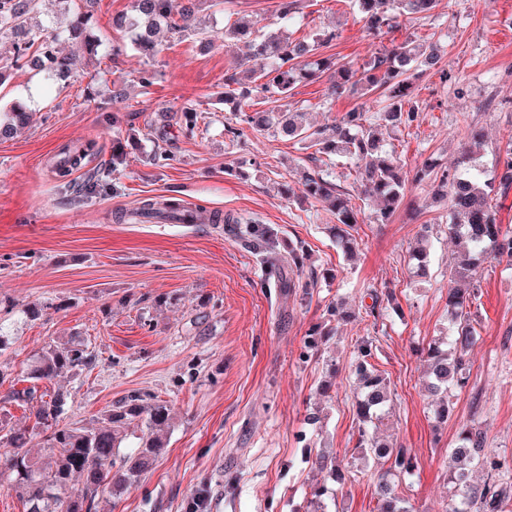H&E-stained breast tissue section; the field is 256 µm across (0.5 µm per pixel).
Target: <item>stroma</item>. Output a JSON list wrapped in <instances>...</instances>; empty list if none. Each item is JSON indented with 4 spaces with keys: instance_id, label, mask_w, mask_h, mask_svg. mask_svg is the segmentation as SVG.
<instances>
[{
    "instance_id": "stroma-1",
    "label": "stroma",
    "mask_w": 512,
    "mask_h": 512,
    "mask_svg": "<svg viewBox=\"0 0 512 512\" xmlns=\"http://www.w3.org/2000/svg\"><path fill=\"white\" fill-rule=\"evenodd\" d=\"M278 0H226L207 16L212 45L200 51L193 33H160L156 56L128 51L112 18L130 0H94L93 32L102 39L97 57L79 60L70 78L50 85L43 73L13 71L0 86V101L21 98L32 116L10 138L0 139V417L17 428L36 422V404L10 401L25 388L32 358L47 345L83 342L96 356L91 369L62 373L48 391L69 396L65 422L93 425L112 405L137 392L171 409L168 446L135 485L120 495L104 492L95 512H182L187 495L207 488L208 512H299L317 479L306 462L324 450L349 459L351 482L328 501L327 512H374L373 466L354 448L358 389L350 363L360 338L374 346L371 359L390 382V417L382 435L410 448L417 467L396 478L398 495L414 512H443L452 491L444 462L462 426L478 421L488 450L512 458V263L491 259L480 271L471 307L479 339L469 353L464 388L448 401V421L436 424L424 390L426 365L418 353L448 331V272L456 246L446 233L448 214L431 189L408 185L391 219L373 223L371 207L353 190L355 171L333 161L336 177L358 209L355 260L336 246L335 215L315 200L283 195L303 169H325L296 141L258 134L239 124L225 128L224 77L236 72L237 55L224 47V26L237 19L271 30ZM304 26L291 39L337 29L327 55L362 65L391 43L436 45L435 69L414 81L418 105L411 126L389 142L405 170L431 162L435 172L470 158L492 177L499 153L512 145V0H440L429 18L399 17L390 33L367 35L348 0H300ZM154 83L142 88L138 76ZM126 94L113 99V83ZM321 74L299 83L288 103L306 124L324 127L344 112L379 108L374 95L334 99ZM200 115L195 137L170 126L163 144L142 137L146 122ZM485 146L468 156L471 128ZM136 134L119 172L84 200H74L50 169L62 147L95 142L110 158L112 141ZM174 154L171 166L153 165L156 147ZM233 214L244 224L276 228L275 252L305 246L314 286L307 299L282 298L263 287L265 268L220 224L119 222L147 197ZM433 227L426 276H414L410 252L422 225ZM391 288L395 304L382 317L370 312V289ZM343 298L355 318L342 325L318 355L302 359L312 329ZM43 305L38 319L23 310ZM209 314L198 324L199 311ZM330 384L321 396V384ZM318 423H310L311 413Z\"/></svg>"
}]
</instances>
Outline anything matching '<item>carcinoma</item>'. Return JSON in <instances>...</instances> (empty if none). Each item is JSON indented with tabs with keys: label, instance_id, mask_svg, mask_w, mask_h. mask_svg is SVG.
<instances>
[{
	"label": "carcinoma",
	"instance_id": "obj_1",
	"mask_svg": "<svg viewBox=\"0 0 512 512\" xmlns=\"http://www.w3.org/2000/svg\"><path fill=\"white\" fill-rule=\"evenodd\" d=\"M68 15L67 38L72 51L63 54L56 50L58 35L36 21L39 0H0V38H12L13 57L10 64L0 66V85L9 71L28 65L36 67L50 79L70 75L74 57H95L101 41L91 32L92 16L88 0H58ZM354 13L361 16L367 31L379 35L392 29L405 14H427L437 6V0H350ZM223 0H132L131 10L113 18L112 23L125 31L128 41L112 46V58L129 49L145 55L157 51L153 34L160 26L172 33L193 30L205 40L199 13L202 6L216 8ZM277 18L281 26L299 24L303 15L298 0H279ZM337 34L320 31L309 39L292 41L278 32H260L237 23L224 25V47L239 46L238 67L250 73L253 85L245 86L235 74L224 75V104L230 106L233 119L250 125L260 134L283 135L304 143L305 147L327 156L356 161V183L364 196L380 203L374 221L384 223L395 211L403 196L407 181L399 158L388 148L385 134L408 126L417 117L418 106L411 95L413 81L436 65L434 53L420 44L405 41L391 44L375 53L357 67L339 64L322 50L329 47ZM300 56L313 58V67L298 71L286 64ZM260 60L263 67L253 69L252 62ZM331 72V95L340 98L363 91L379 89L384 97L382 108L367 114L357 108L344 113L328 129L313 130L280 110V102L291 95L296 84ZM253 94L262 95L273 104L265 112L244 111ZM29 116L25 103L15 101L0 108V130L26 123ZM94 143L86 147L66 148L56 161L55 175L72 185L68 177L85 165L92 156ZM124 163L123 152L114 149L112 157L88 173L87 181L99 182L116 172ZM499 190L512 189V149L496 167ZM301 194L326 202L336 216V244L352 258L355 239L348 232L358 223V213L350 204L348 193L320 173H302L298 181ZM437 187L448 199V234L464 246V258L449 272L448 316L451 334L421 347L428 365L427 388L437 396L434 409L439 422L448 420V390L465 384L467 354L477 340L471 323V305L478 294V271L488 259L512 260V232L502 229L497 218L491 193L494 185L482 180L478 169L464 173L448 172L439 177ZM183 212L181 204L170 201L158 206L154 199L140 202L136 216L150 222L172 219ZM213 224H229L230 232L240 241L260 247L271 242L273 229L258 224H240L235 218L213 213ZM307 251L304 247L288 252L283 262L275 254L266 256L269 266L268 287L276 288L283 297L301 289L310 295L308 285L294 280L290 274L303 273ZM334 334V328L312 330L305 342L306 351L316 355L323 340ZM354 374L358 381L357 413L360 420L356 449L379 465L375 474L376 512H413L412 507L395 494L392 480L410 475L415 470L411 450L394 442L382 441L375 432L383 425L391 400L389 382L369 362L372 341L363 340L357 346ZM95 356L80 342L51 345L36 357L29 372L35 382H49L59 373L81 371L90 367ZM68 395L57 390L49 399L40 400L36 411V427L43 438L45 455L34 457L28 444L30 434L0 420V477L12 482L19 497L29 505L28 512H93L96 497L107 487L122 489L138 482L142 473L165 451L164 429L170 412L161 401L147 402L134 393L112 405L97 426L61 425L58 418L64 412ZM136 423L143 427L140 446L131 454H120L127 430ZM484 432L472 421L461 429L457 447L450 456L458 465L452 481L455 490L444 512H512V482L501 481L496 475L510 468L508 461L492 455L485 448ZM306 463L322 474L319 483L311 487L307 512H325L326 500L336 495L349 473L342 461L323 454L308 456ZM476 465L490 473L481 486L467 481L465 466ZM204 492L189 495L184 512H206Z\"/></svg>",
	"mask_w": 512,
	"mask_h": 512
}]
</instances>
